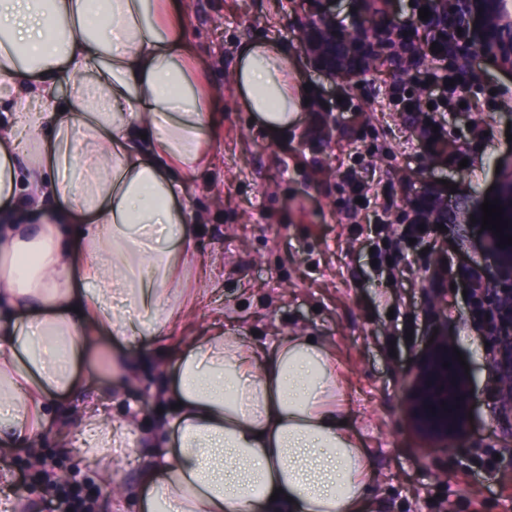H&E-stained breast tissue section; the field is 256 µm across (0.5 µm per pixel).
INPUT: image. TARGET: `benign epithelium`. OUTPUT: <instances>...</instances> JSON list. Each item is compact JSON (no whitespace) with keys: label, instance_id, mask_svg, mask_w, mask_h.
<instances>
[{"label":"benign epithelium","instance_id":"obj_1","mask_svg":"<svg viewBox=\"0 0 512 512\" xmlns=\"http://www.w3.org/2000/svg\"><path fill=\"white\" fill-rule=\"evenodd\" d=\"M329 0H303L300 23L302 41L311 53L314 67L332 75H361L379 58L389 59L405 72L421 54L416 24L394 32V25L369 27L354 19L346 27L336 25ZM435 24L431 44L448 45L443 61L466 64L480 50L503 64L512 65V19L505 16L502 0H431ZM464 39H458V33ZM416 222L431 224L446 207V197L433 192L418 199ZM496 270L492 286L482 282L477 292L488 314L486 339L492 349L489 367L501 416L512 420V245L499 247L494 238L490 251ZM449 366H443V363ZM470 386L457 363L453 343L441 330L424 353L406 385L405 399L411 425L444 451L463 456L466 449L455 444L465 433Z\"/></svg>","mask_w":512,"mask_h":512}]
</instances>
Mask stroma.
I'll list each match as a JSON object with an SVG mask.
<instances>
[{
  "mask_svg": "<svg viewBox=\"0 0 512 512\" xmlns=\"http://www.w3.org/2000/svg\"><path fill=\"white\" fill-rule=\"evenodd\" d=\"M284 0H190L189 29L206 77L221 93L211 169L189 182L184 203L202 219L197 252L217 262L198 291L188 327L146 341L171 355L222 320L247 342L307 332L336 352L350 397V426L367 445L372 512H512V468L498 455L512 443L495 412L491 348L469 314L462 284L484 264L489 244L479 220L491 186L512 175V68L472 55L467 68L421 58L406 73L391 62L357 78L311 67L300 38V8ZM286 47L309 104L287 135L272 137L243 107L232 82L247 41ZM454 80L457 108L437 148H428L414 94L431 101ZM482 132L470 134L469 124ZM454 185L448 222L431 249H409L390 281L372 264L376 218L396 229L410 201L441 182ZM447 291L448 335L471 374L472 419L465 458L430 449L410 426L403 402L409 372L429 345L439 291ZM41 460L67 481H91L97 500L135 471L113 462L111 477L85 476L55 438L37 443ZM23 453L0 455L14 483L0 489V512H60Z\"/></svg>",
  "mask_w": 512,
  "mask_h": 512,
  "instance_id": "35a3bbf8",
  "label": "stroma"
}]
</instances>
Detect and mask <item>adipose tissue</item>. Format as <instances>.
Wrapping results in <instances>:
<instances>
[{
	"instance_id": "1",
	"label": "adipose tissue",
	"mask_w": 512,
	"mask_h": 512,
	"mask_svg": "<svg viewBox=\"0 0 512 512\" xmlns=\"http://www.w3.org/2000/svg\"><path fill=\"white\" fill-rule=\"evenodd\" d=\"M206 68L186 0H0V445L86 432L115 460L150 449L112 493L140 512H364L370 461L319 339L213 328L161 363L157 424L100 406L138 385L134 350L188 321L183 198L221 101ZM292 69L273 42L237 51L243 106L280 134L306 108Z\"/></svg>"
}]
</instances>
